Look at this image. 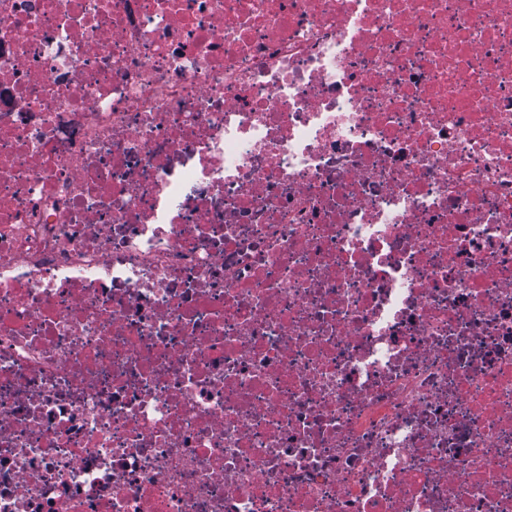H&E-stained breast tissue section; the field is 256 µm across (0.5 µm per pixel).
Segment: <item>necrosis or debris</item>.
<instances>
[{"mask_svg": "<svg viewBox=\"0 0 512 512\" xmlns=\"http://www.w3.org/2000/svg\"><path fill=\"white\" fill-rule=\"evenodd\" d=\"M0 512H512V0H0Z\"/></svg>", "mask_w": 512, "mask_h": 512, "instance_id": "1", "label": "necrosis or debris"}]
</instances>
